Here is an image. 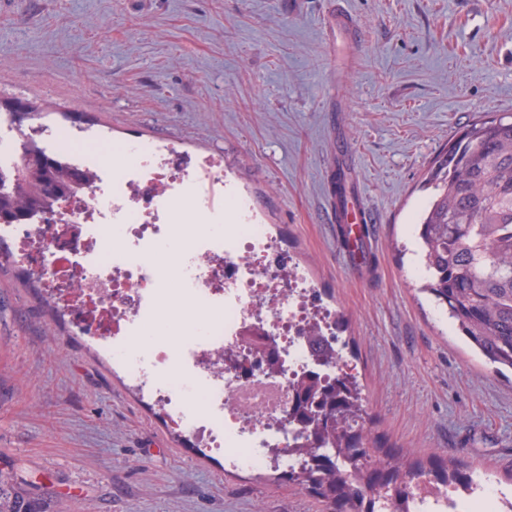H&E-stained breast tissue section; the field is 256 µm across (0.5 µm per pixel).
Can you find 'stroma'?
Instances as JSON below:
<instances>
[{"instance_id": "35a3bbf8", "label": "stroma", "mask_w": 512, "mask_h": 512, "mask_svg": "<svg viewBox=\"0 0 512 512\" xmlns=\"http://www.w3.org/2000/svg\"><path fill=\"white\" fill-rule=\"evenodd\" d=\"M352 29L329 30L336 6ZM0 99L53 125L222 161L335 307L370 445L440 454L512 492V373L496 372L419 291L411 225L450 139L512 113V0H0ZM370 212L363 266L335 221L332 162ZM0 238V475L36 512H327L281 471L225 469L175 434L41 300Z\"/></svg>"}]
</instances>
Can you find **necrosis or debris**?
I'll return each instance as SVG.
<instances>
[{"mask_svg":"<svg viewBox=\"0 0 512 512\" xmlns=\"http://www.w3.org/2000/svg\"><path fill=\"white\" fill-rule=\"evenodd\" d=\"M63 153L92 176L82 192L24 224H0L13 243L11 260L32 272L48 303L86 344L117 366L129 383L162 410L176 434L232 468L299 469L298 427L284 420L297 385L309 373L327 383L348 377L340 361H317L310 336L336 343V311L315 300L313 286L294 270L265 225L236 224L200 232L178 190L205 173L224 178L222 166L202 159L174 165L169 148H134L122 174L102 177L107 164L95 151L66 144ZM120 247H113V237ZM170 246L174 263L157 261ZM206 310V321L181 340L165 336L147 347L148 327ZM263 328L280 349L270 368L246 326ZM253 363L235 370L232 359ZM407 512H512V494L491 476L474 486L422 481L410 488Z\"/></svg>","mask_w":512,"mask_h":512,"instance_id":"necrosis-or-debris-1","label":"necrosis or debris"}]
</instances>
